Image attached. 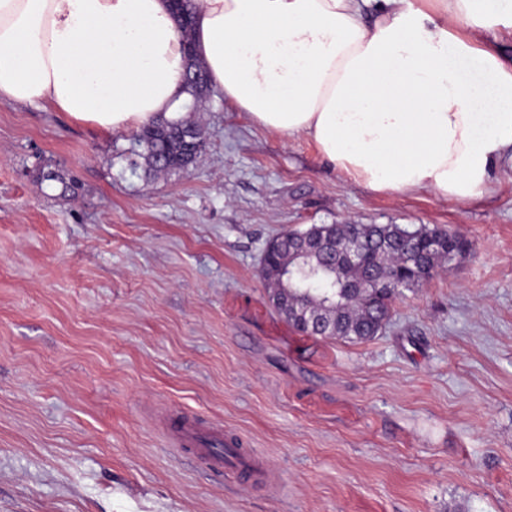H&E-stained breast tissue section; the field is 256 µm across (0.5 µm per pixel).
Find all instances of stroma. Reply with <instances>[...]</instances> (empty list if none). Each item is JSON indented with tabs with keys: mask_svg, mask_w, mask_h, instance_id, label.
Segmentation results:
<instances>
[{
	"mask_svg": "<svg viewBox=\"0 0 512 512\" xmlns=\"http://www.w3.org/2000/svg\"><path fill=\"white\" fill-rule=\"evenodd\" d=\"M187 118L194 164L149 172L134 132L0 99V512H512V171L465 206L380 194L219 91ZM313 224L470 249L373 340H325L258 272ZM167 409L222 421L271 477L170 447Z\"/></svg>",
	"mask_w": 512,
	"mask_h": 512,
	"instance_id": "stroma-1",
	"label": "stroma"
}]
</instances>
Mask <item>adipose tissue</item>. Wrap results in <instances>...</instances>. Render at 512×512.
<instances>
[{
  "mask_svg": "<svg viewBox=\"0 0 512 512\" xmlns=\"http://www.w3.org/2000/svg\"><path fill=\"white\" fill-rule=\"evenodd\" d=\"M197 5L212 86L371 191L471 203L512 167V64L483 43L512 27L503 0ZM184 64L166 0H0V99L137 130L178 106Z\"/></svg>",
  "mask_w": 512,
  "mask_h": 512,
  "instance_id": "adipose-tissue-1",
  "label": "adipose tissue"
}]
</instances>
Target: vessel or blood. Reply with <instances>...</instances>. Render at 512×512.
<instances>
[{"label":"vessel or blood","mask_w":512,"mask_h":512,"mask_svg":"<svg viewBox=\"0 0 512 512\" xmlns=\"http://www.w3.org/2000/svg\"><path fill=\"white\" fill-rule=\"evenodd\" d=\"M162 429L172 447L196 449L216 467L231 466L242 471H251L257 466L256 459L245 451L230 459L214 453V445L225 440L224 427L221 424L204 426L187 418L167 415L162 419Z\"/></svg>","instance_id":"b4317fda"}]
</instances>
